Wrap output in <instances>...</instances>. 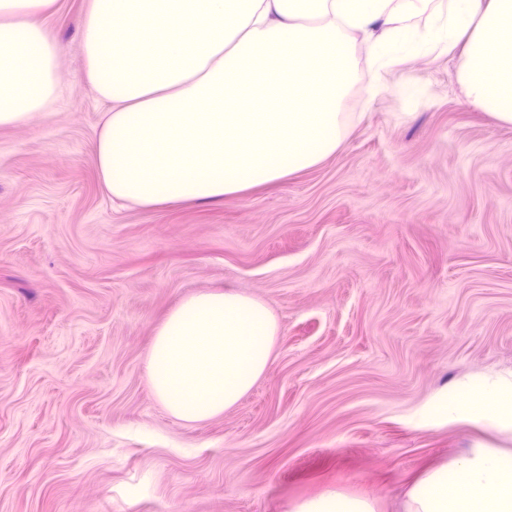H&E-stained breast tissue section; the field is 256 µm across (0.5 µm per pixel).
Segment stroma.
<instances>
[{"label": "stroma", "mask_w": 512, "mask_h": 512, "mask_svg": "<svg viewBox=\"0 0 512 512\" xmlns=\"http://www.w3.org/2000/svg\"><path fill=\"white\" fill-rule=\"evenodd\" d=\"M87 0H56L62 94L0 128V512H294L330 492L404 512L429 469L512 433L449 414L512 385V125L472 105L457 54L343 103L336 154L221 201L112 202ZM267 305L274 359L203 423L152 395L154 332L183 297Z\"/></svg>", "instance_id": "stroma-1"}]
</instances>
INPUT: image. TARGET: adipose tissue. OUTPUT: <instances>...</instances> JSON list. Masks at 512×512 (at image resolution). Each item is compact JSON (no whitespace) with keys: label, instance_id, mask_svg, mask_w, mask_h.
I'll return each mask as SVG.
<instances>
[{"label":"adipose tissue","instance_id":"obj_1","mask_svg":"<svg viewBox=\"0 0 512 512\" xmlns=\"http://www.w3.org/2000/svg\"><path fill=\"white\" fill-rule=\"evenodd\" d=\"M54 0H0V127L44 115L61 93ZM460 50L467 97L512 125V0H87L82 50L106 105L96 165L114 199L160 207L223 199L333 156L365 58L369 93L410 58ZM277 322L223 289L177 303L147 355L174 417L235 406L271 362ZM405 512H512V452L484 449L427 471Z\"/></svg>","mask_w":512,"mask_h":512}]
</instances>
